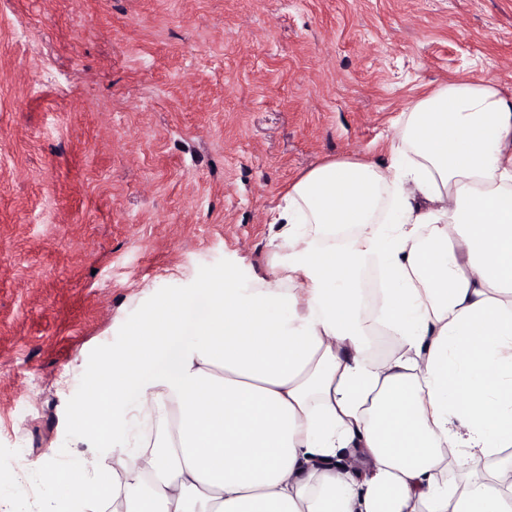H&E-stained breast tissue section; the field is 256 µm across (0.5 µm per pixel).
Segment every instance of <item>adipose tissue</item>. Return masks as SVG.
Segmentation results:
<instances>
[{
	"label": "adipose tissue",
	"mask_w": 512,
	"mask_h": 512,
	"mask_svg": "<svg viewBox=\"0 0 512 512\" xmlns=\"http://www.w3.org/2000/svg\"><path fill=\"white\" fill-rule=\"evenodd\" d=\"M271 221L272 279L161 296L82 369L91 448L38 462L48 512H512V95L448 81Z\"/></svg>",
	"instance_id": "obj_1"
}]
</instances>
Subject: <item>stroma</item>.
Instances as JSON below:
<instances>
[{
    "mask_svg": "<svg viewBox=\"0 0 512 512\" xmlns=\"http://www.w3.org/2000/svg\"><path fill=\"white\" fill-rule=\"evenodd\" d=\"M476 74L512 92V0H0V512L81 455V359L212 272L268 277L295 180L386 159Z\"/></svg>",
    "mask_w": 512,
    "mask_h": 512,
    "instance_id": "obj_1",
    "label": "stroma"
}]
</instances>
